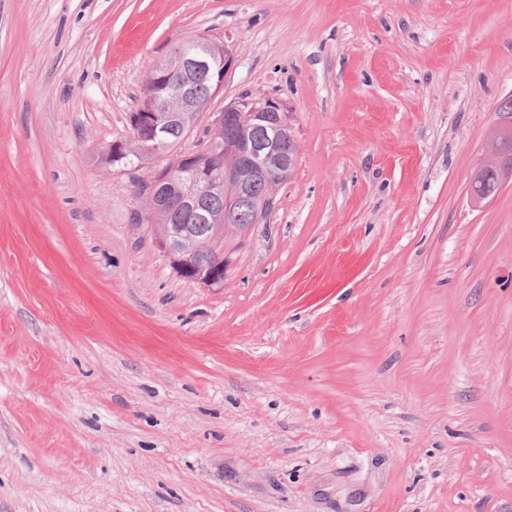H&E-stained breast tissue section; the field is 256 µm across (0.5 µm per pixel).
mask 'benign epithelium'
I'll return each mask as SVG.
<instances>
[{
	"instance_id": "1",
	"label": "benign epithelium",
	"mask_w": 512,
	"mask_h": 512,
	"mask_svg": "<svg viewBox=\"0 0 512 512\" xmlns=\"http://www.w3.org/2000/svg\"><path fill=\"white\" fill-rule=\"evenodd\" d=\"M212 58V39L196 36L185 41L183 51L175 60L164 65H151L144 98L132 118L137 146L127 151L122 142H114L110 147L112 157L121 159L132 155L139 158L146 150L157 157L165 156L168 121L198 112L192 100L183 95H170L168 90L204 77L212 82L214 91H219L224 86V73L213 68ZM250 115L251 110L237 103L224 107V111L210 120L211 136L224 137V126L244 125ZM285 127H290L289 113L278 112L275 123L265 127L258 136L242 143L227 140L225 151L234 157L231 166L224 165L220 151L202 160L194 151L174 158L154 172L146 213L157 215L180 198L184 200L220 187L233 192V200H241L248 195L250 178L255 174L265 177L271 184L282 179L295 164L292 154L279 149L278 132ZM158 246L171 264L189 274V281L205 287H224L225 261L202 264L196 259L204 249L203 243L188 239L182 231L168 225L158 238Z\"/></svg>"
}]
</instances>
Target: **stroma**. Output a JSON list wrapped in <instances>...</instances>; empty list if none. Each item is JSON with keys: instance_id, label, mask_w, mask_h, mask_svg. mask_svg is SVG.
Returning a JSON list of instances; mask_svg holds the SVG:
<instances>
[{"instance_id": "1", "label": "stroma", "mask_w": 512, "mask_h": 512, "mask_svg": "<svg viewBox=\"0 0 512 512\" xmlns=\"http://www.w3.org/2000/svg\"><path fill=\"white\" fill-rule=\"evenodd\" d=\"M199 35L299 147L220 288L103 160ZM510 92L512 0H0V512H512ZM510 149L512 161V132L504 131L498 134L493 140L490 135L481 154V158L475 169L480 168L479 175L475 180L476 193L482 198L493 197L501 189L498 184V168L504 148Z\"/></svg>"}]
</instances>
